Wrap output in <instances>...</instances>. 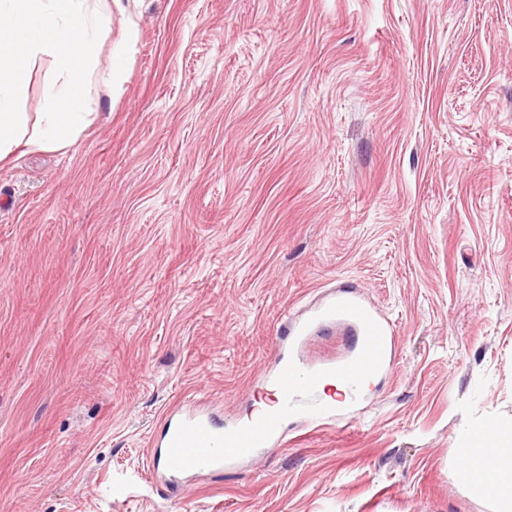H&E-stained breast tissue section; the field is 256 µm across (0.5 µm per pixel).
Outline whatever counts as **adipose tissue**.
Wrapping results in <instances>:
<instances>
[{"label": "adipose tissue", "mask_w": 512, "mask_h": 512, "mask_svg": "<svg viewBox=\"0 0 512 512\" xmlns=\"http://www.w3.org/2000/svg\"><path fill=\"white\" fill-rule=\"evenodd\" d=\"M12 10H0V161L25 146L60 149L76 142L89 125L84 88L88 65L100 39L113 22L120 38L112 48L109 80L122 81L136 25L123 0H12ZM79 50H71L70 39ZM51 56L55 77L45 89V107L37 122L17 109L40 56ZM462 481L494 499L498 512H512V425L480 422L459 448Z\"/></svg>", "instance_id": "ef3b65f1"}]
</instances>
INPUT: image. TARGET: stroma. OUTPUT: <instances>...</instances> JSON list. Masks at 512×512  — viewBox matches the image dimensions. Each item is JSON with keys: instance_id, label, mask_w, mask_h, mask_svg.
Listing matches in <instances>:
<instances>
[{"instance_id": "35a3bbf8", "label": "stroma", "mask_w": 512, "mask_h": 512, "mask_svg": "<svg viewBox=\"0 0 512 512\" xmlns=\"http://www.w3.org/2000/svg\"><path fill=\"white\" fill-rule=\"evenodd\" d=\"M129 9L77 141L0 163V512H496L458 446L512 421V0ZM341 288L399 340L352 415L155 478L166 412L244 419L287 311Z\"/></svg>"}]
</instances>
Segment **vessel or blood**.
Wrapping results in <instances>:
<instances>
[{
    "instance_id": "vessel-or-blood-1",
    "label": "vessel or blood",
    "mask_w": 512,
    "mask_h": 512,
    "mask_svg": "<svg viewBox=\"0 0 512 512\" xmlns=\"http://www.w3.org/2000/svg\"><path fill=\"white\" fill-rule=\"evenodd\" d=\"M345 320L356 334L353 349L344 357L326 360L297 375L301 358L298 350L311 325L326 326ZM398 343L390 326L348 291H340L327 302L311 322L289 320L278 337L274 357L276 369L269 378L273 388L267 411L254 420L216 427L203 411H185L168 425L164 447L157 459L170 483L217 471L228 465L259 456L278 435L288 418L306 412L310 421L334 417L336 412L356 404L365 387L383 374ZM342 384L339 398L327 401L323 388L327 381Z\"/></svg>"
}]
</instances>
